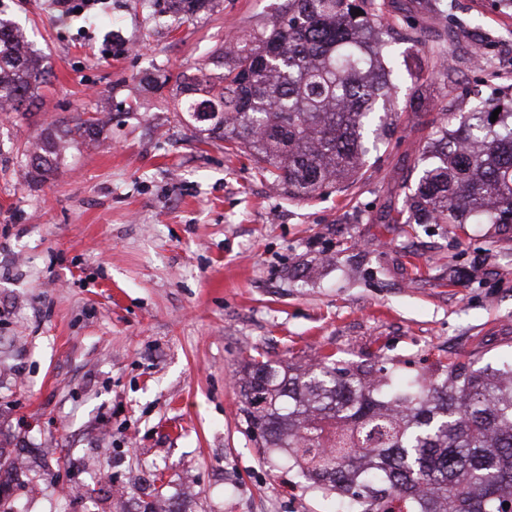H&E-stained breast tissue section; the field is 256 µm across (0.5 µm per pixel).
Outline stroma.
Returning a JSON list of instances; mask_svg holds the SVG:
<instances>
[{"mask_svg":"<svg viewBox=\"0 0 512 512\" xmlns=\"http://www.w3.org/2000/svg\"><path fill=\"white\" fill-rule=\"evenodd\" d=\"M287 0H214L188 19L143 0L76 17L0 0L49 81L0 123V449L13 512H141L156 475L180 512H336L263 458L238 379L261 354L397 377L512 359V224H383L438 109L512 85V19L492 0H387L453 71L426 84L345 192L289 199L246 152L199 142L177 75L212 66ZM483 43L488 67L472 52ZM111 112L46 182L18 149L52 121Z\"/></svg>","mask_w":512,"mask_h":512,"instance_id":"1","label":"stroma"}]
</instances>
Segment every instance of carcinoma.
<instances>
[{"label": "carcinoma", "mask_w": 512, "mask_h": 512, "mask_svg": "<svg viewBox=\"0 0 512 512\" xmlns=\"http://www.w3.org/2000/svg\"><path fill=\"white\" fill-rule=\"evenodd\" d=\"M166 4L188 17L211 0ZM398 43L422 51L424 29L387 16L386 0H288L272 25L228 40L221 71L181 73L180 112L200 136L247 148L293 198L348 189L395 132ZM431 54L432 73L448 79L447 53ZM47 77L23 33L0 19V112L32 105ZM103 129L95 116L50 122L21 151L28 175L46 181L74 144ZM416 169L402 206L381 223L512 224V98L496 88L465 112L438 113ZM245 370L241 411L258 448L288 457L352 508L500 512L512 498V366H452L430 382L372 380L331 355L307 368L266 359ZM14 469L0 453V512H10L1 494Z\"/></svg>", "instance_id": "cac0c4a2"}]
</instances>
